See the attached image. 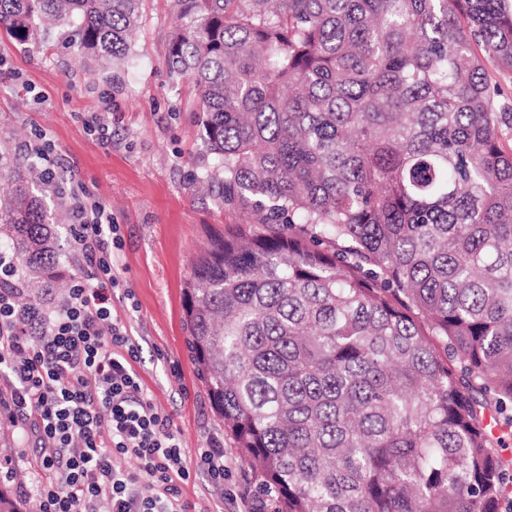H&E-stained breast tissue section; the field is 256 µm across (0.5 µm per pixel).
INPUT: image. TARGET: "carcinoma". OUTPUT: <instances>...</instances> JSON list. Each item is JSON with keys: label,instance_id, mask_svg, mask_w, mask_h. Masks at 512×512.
<instances>
[{"label": "carcinoma", "instance_id": "1", "mask_svg": "<svg viewBox=\"0 0 512 512\" xmlns=\"http://www.w3.org/2000/svg\"><path fill=\"white\" fill-rule=\"evenodd\" d=\"M504 0H174L169 65L246 213L195 257L188 345L273 512H501L512 493V72ZM142 0H0L125 56ZM10 172L43 299L57 234Z\"/></svg>", "mask_w": 512, "mask_h": 512}]
</instances>
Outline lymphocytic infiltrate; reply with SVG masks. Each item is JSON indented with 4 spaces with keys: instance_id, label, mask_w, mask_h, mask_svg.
<instances>
[{
    "instance_id": "obj_1",
    "label": "lymphocytic infiltrate",
    "mask_w": 512,
    "mask_h": 512,
    "mask_svg": "<svg viewBox=\"0 0 512 512\" xmlns=\"http://www.w3.org/2000/svg\"><path fill=\"white\" fill-rule=\"evenodd\" d=\"M80 272L60 299L25 302L15 259L0 252V417L34 448L22 487L40 512H196L182 483L223 487L224 442L188 455L173 419L135 369L140 346L115 308L131 299L117 275L123 242L105 207L75 199Z\"/></svg>"
}]
</instances>
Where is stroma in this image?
<instances>
[{"label":"stroma","instance_id":"obj_1","mask_svg":"<svg viewBox=\"0 0 512 512\" xmlns=\"http://www.w3.org/2000/svg\"><path fill=\"white\" fill-rule=\"evenodd\" d=\"M176 23L169 0H144L142 19L127 55L103 65L82 58L67 43L69 28L47 31L40 42L0 35V149L17 164L53 163L65 186H82L119 224L123 247L118 277L131 288L120 314L137 337L136 364L156 405L170 413L189 453L223 437L224 420L212 406L188 347L183 288L193 255L223 235L240 214L226 208L217 187H199L215 159L198 135L196 94L168 69L170 33ZM106 119L109 138L94 127ZM48 145V160L34 159ZM62 214L56 232L66 256L54 293L64 296L80 268L69 226V205L47 195ZM223 489L206 477L183 487L198 512H240L230 493L256 498L259 490L232 441Z\"/></svg>","mask_w":512,"mask_h":512}]
</instances>
